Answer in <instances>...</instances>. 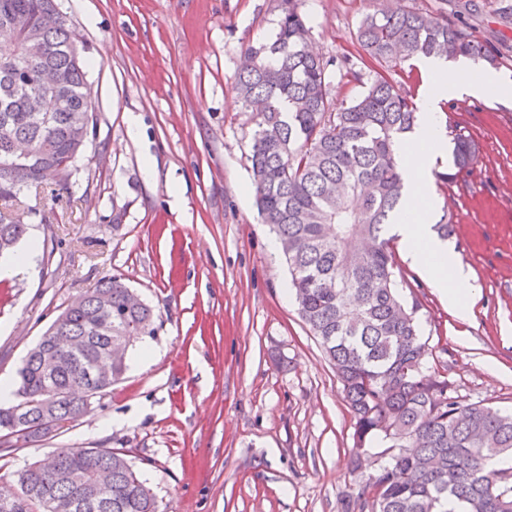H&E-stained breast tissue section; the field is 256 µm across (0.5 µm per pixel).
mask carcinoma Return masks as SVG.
<instances>
[{"label": "carcinoma", "mask_w": 512, "mask_h": 512, "mask_svg": "<svg viewBox=\"0 0 512 512\" xmlns=\"http://www.w3.org/2000/svg\"><path fill=\"white\" fill-rule=\"evenodd\" d=\"M54 0H0V204L38 183L53 168H75L85 151L83 129L93 117L83 92L85 66L73 64L70 24L40 23ZM310 28L300 0H281L278 29L250 45L249 64L236 73L242 105H262L253 134L256 204L278 238L288 264L298 311L336 369L362 449L378 439L397 449L367 475L345 512H512V413L482 403L463 405L448 380L427 365L428 340L417 305L403 299V281L389 236L409 193L394 145L418 121L413 97L392 71L423 56L497 64V56L445 8L409 10L378 4L366 13L356 41L377 66L365 82L348 55L324 59L309 48ZM42 67L55 74L54 89L32 112ZM364 83L349 104L331 109L332 72ZM26 144L29 158L11 148ZM476 145L454 138V178L469 169ZM446 174L441 178L450 177ZM25 234L0 218V256ZM131 288L110 277L65 307L18 371L15 401L0 407V428H19L27 439L76 421L90 390L105 391L127 370L108 358L107 342L152 334L153 310L129 300ZM54 392L49 414L42 401ZM58 466L33 462L17 472L26 491L0 512H158L147 480L124 450L58 448ZM99 469L112 482L94 505L71 508Z\"/></svg>", "instance_id": "1"}]
</instances>
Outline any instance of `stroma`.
I'll return each instance as SVG.
<instances>
[{
  "label": "stroma",
  "instance_id": "stroma-1",
  "mask_svg": "<svg viewBox=\"0 0 512 512\" xmlns=\"http://www.w3.org/2000/svg\"><path fill=\"white\" fill-rule=\"evenodd\" d=\"M85 46L91 145L69 185L53 177L4 211L37 252L30 273L0 280V380L60 311L118 276L154 307L156 353L131 347L123 380L90 413L0 457V487L58 448H118L152 487L160 512H345L385 459L356 449L336 372L298 314L288 267L255 205L251 136L235 75L245 49L274 37L281 0H60ZM512 0H474L460 18L512 74ZM371 0H301L312 46L359 55ZM136 120L139 142L127 135ZM477 147L471 170L434 181L430 224L448 239L481 298L458 322L396 247L402 294L418 303L429 365L462 404L512 410V109L467 96L441 115ZM156 162L145 178L144 158Z\"/></svg>",
  "mask_w": 512,
  "mask_h": 512
}]
</instances>
